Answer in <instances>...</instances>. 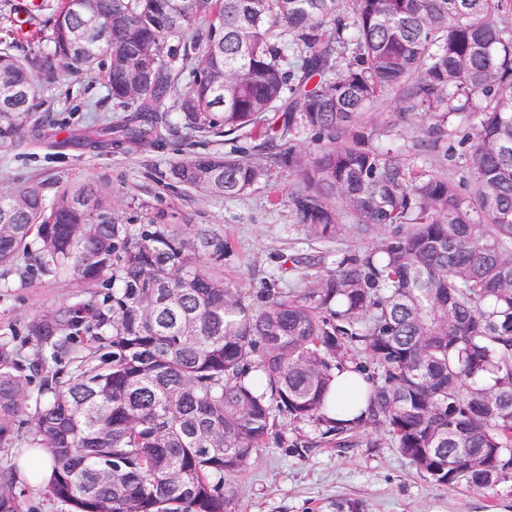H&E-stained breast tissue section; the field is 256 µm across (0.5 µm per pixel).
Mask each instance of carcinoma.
Listing matches in <instances>:
<instances>
[{"label": "carcinoma", "instance_id": "1", "mask_svg": "<svg viewBox=\"0 0 512 512\" xmlns=\"http://www.w3.org/2000/svg\"><path fill=\"white\" fill-rule=\"evenodd\" d=\"M346 2L344 14L338 0H57L49 30L30 33L49 51L0 48V148L22 143L38 80L102 71L111 121L58 140L45 118L29 141L97 155L154 146L175 110L186 130L254 145L177 160L170 183L235 197L267 177L258 151L298 174L272 203L314 236L338 235L335 200L383 229L311 287L263 289L249 314L220 268L229 242L208 228L193 242L152 219L120 224L92 180L50 201L37 186L0 198V268L23 278L32 261L84 287L25 324L28 352L0 326V447L25 418L66 512H230L231 478L283 440L282 418L320 432L294 448H351L379 427L437 487L512 473V0ZM185 31L201 49L190 67L188 50L166 48ZM390 92L420 118L418 154L460 169L469 197L373 144L365 115ZM300 126L314 132L309 164L286 144ZM289 261L304 276L321 264ZM350 367L366 409L345 423L326 403ZM18 483L0 469V512H25Z\"/></svg>", "mask_w": 512, "mask_h": 512}]
</instances>
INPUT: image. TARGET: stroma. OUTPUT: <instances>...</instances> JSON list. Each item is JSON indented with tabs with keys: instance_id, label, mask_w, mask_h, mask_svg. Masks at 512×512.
I'll use <instances>...</instances> for the list:
<instances>
[{
	"instance_id": "35a3bbf8",
	"label": "stroma",
	"mask_w": 512,
	"mask_h": 512,
	"mask_svg": "<svg viewBox=\"0 0 512 512\" xmlns=\"http://www.w3.org/2000/svg\"><path fill=\"white\" fill-rule=\"evenodd\" d=\"M24 4L25 0H0V44L10 43L19 56L40 49L16 25L25 15ZM36 102L39 114L50 115L62 137L111 116L113 110L106 81L98 73L76 78L59 72L55 81L38 83ZM369 118L377 143L400 145V160L417 162L413 145L422 133L416 116L397 117L389 94L371 108ZM232 149V143L215 134L191 137L179 132L162 146L108 156L31 144L0 150V197L35 184L50 199L58 189L57 178L107 177L112 182V212L123 223L139 225L160 214L185 238H193L197 225L206 224L228 241L224 277L238 288L249 311L257 308L259 290L267 283L284 292L306 287V280L289 269L291 256H320L329 266L373 242L374 233L360 232L348 222L335 239L316 238L297 224L287 206H272L273 191L300 185L298 175L285 168H271L265 180L232 198L186 190L166 179L173 161ZM75 287L73 281L37 272L24 280L14 274L1 277L0 323L23 327L32 317L56 309ZM283 431L287 444L259 449L247 471L235 479L238 495L231 512H512V474L480 490L446 489L433 485L392 447L388 436L375 430L366 431L359 445L344 450L292 447V440L315 437L308 424L287 423Z\"/></svg>"
}]
</instances>
